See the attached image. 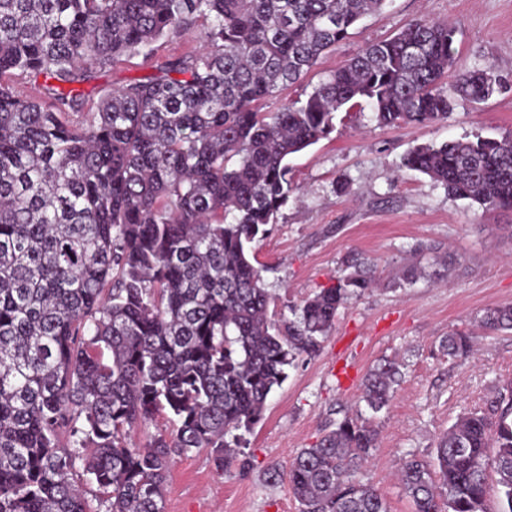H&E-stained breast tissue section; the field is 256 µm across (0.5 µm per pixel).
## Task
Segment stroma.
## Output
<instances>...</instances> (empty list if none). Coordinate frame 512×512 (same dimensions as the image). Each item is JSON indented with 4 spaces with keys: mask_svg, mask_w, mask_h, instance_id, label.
<instances>
[{
    "mask_svg": "<svg viewBox=\"0 0 512 512\" xmlns=\"http://www.w3.org/2000/svg\"><path fill=\"white\" fill-rule=\"evenodd\" d=\"M420 16L454 23L452 73L491 66L503 89L477 109L457 102L446 120L429 126L384 127L367 110L341 113L328 137L290 157L293 198L252 247L273 296L271 319H291L293 308L349 273L352 263L374 270L376 283L346 301L320 353L299 357L270 393L246 435L249 469L217 467L206 449L176 458L166 512H299L287 482H268L266 473L287 470L296 453L347 416L371 419L379 432L358 479L382 493L390 512H414L397 479L404 459H433L448 427L486 407L512 378V332L481 326L487 309L512 304V210L468 205L400 166L419 144L512 132V0H390L277 101L311 89L367 44ZM199 46L190 35L166 39L154 56L98 71L86 90L102 96ZM441 260L449 268L444 278L435 274ZM411 265L420 276L409 285L402 273ZM456 332L474 337V356H448L442 341ZM385 359L401 362L403 379L389 409L373 414L360 399L361 383Z\"/></svg>",
    "mask_w": 512,
    "mask_h": 512,
    "instance_id": "stroma-1",
    "label": "stroma"
}]
</instances>
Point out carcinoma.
<instances>
[{"mask_svg": "<svg viewBox=\"0 0 512 512\" xmlns=\"http://www.w3.org/2000/svg\"><path fill=\"white\" fill-rule=\"evenodd\" d=\"M386 0H0V512H100L74 488L78 466L106 512H165L174 456L208 448L242 469L243 433L298 357L317 355L339 308L373 280L338 276L294 319L271 295L251 244L288 203V158L365 104L383 126L448 119L501 88L490 67L458 74L455 26L419 18L367 45L312 90L268 109ZM203 48L93 102L78 85L171 35ZM37 97L14 89L16 78ZM401 167L449 195L512 209V134L421 144ZM482 327L512 330V305ZM465 359L472 337L448 335ZM385 360L361 400L375 414L402 380ZM488 410L459 417L431 461H404L415 512H512V380ZM171 430L142 448L132 430ZM344 417L288 467L300 512H388L355 479L376 447Z\"/></svg>", "mask_w": 512, "mask_h": 512, "instance_id": "cac0c4a2", "label": "carcinoma"}]
</instances>
